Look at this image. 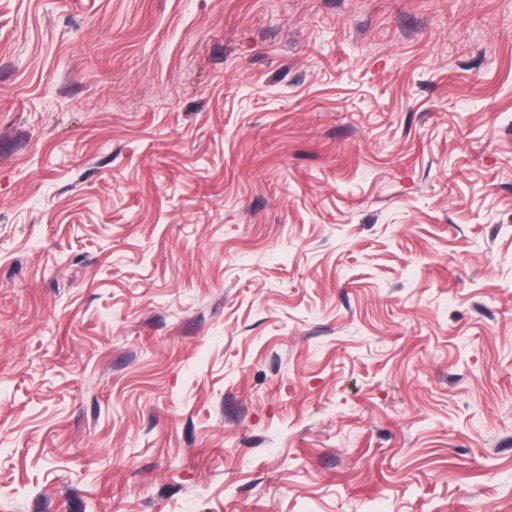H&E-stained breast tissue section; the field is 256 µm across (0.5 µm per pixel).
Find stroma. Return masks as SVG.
Masks as SVG:
<instances>
[{
    "mask_svg": "<svg viewBox=\"0 0 512 512\" xmlns=\"http://www.w3.org/2000/svg\"><path fill=\"white\" fill-rule=\"evenodd\" d=\"M0 512H512V0H0Z\"/></svg>",
    "mask_w": 512,
    "mask_h": 512,
    "instance_id": "35a3bbf8",
    "label": "stroma"
}]
</instances>
